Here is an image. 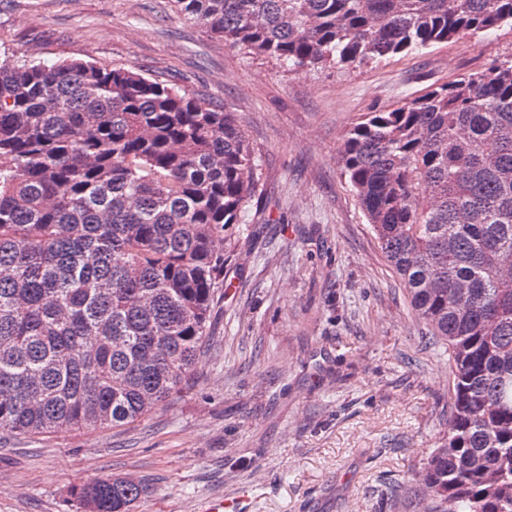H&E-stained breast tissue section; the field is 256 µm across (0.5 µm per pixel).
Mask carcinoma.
<instances>
[{"label": "carcinoma", "mask_w": 512, "mask_h": 512, "mask_svg": "<svg viewBox=\"0 0 512 512\" xmlns=\"http://www.w3.org/2000/svg\"><path fill=\"white\" fill-rule=\"evenodd\" d=\"M288 68L380 62L512 29V0H175ZM341 174L448 353L424 512H512V61L352 126ZM235 114L135 68L0 60V435L124 426L187 384L224 247L260 182ZM145 483L77 485L135 512Z\"/></svg>", "instance_id": "carcinoma-1"}]
</instances>
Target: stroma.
<instances>
[{
  "mask_svg": "<svg viewBox=\"0 0 512 512\" xmlns=\"http://www.w3.org/2000/svg\"><path fill=\"white\" fill-rule=\"evenodd\" d=\"M0 54L134 67L234 113L260 185L224 251L210 345L184 390L120 428L0 439V512H75L71 486L150 488L137 512H423L449 368L386 261L337 149L366 113L512 58V31L373 65L285 69L228 47L174 0H0Z\"/></svg>",
  "mask_w": 512,
  "mask_h": 512,
  "instance_id": "1",
  "label": "stroma"
}]
</instances>
